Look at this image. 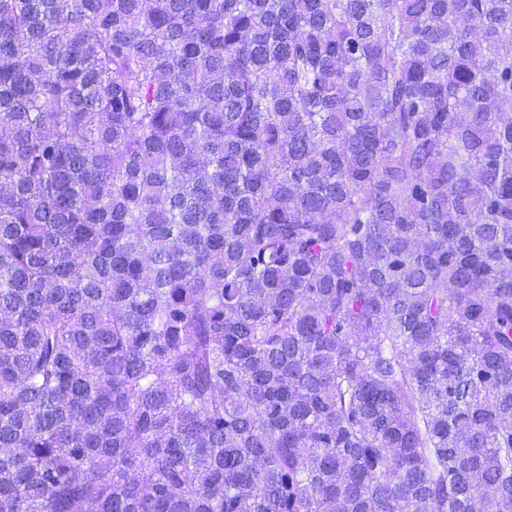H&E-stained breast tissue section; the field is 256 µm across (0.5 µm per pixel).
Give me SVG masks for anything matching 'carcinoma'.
<instances>
[{
  "mask_svg": "<svg viewBox=\"0 0 512 512\" xmlns=\"http://www.w3.org/2000/svg\"><path fill=\"white\" fill-rule=\"evenodd\" d=\"M512 512V0H0V512Z\"/></svg>",
  "mask_w": 512,
  "mask_h": 512,
  "instance_id": "cac0c4a2",
  "label": "carcinoma"
}]
</instances>
